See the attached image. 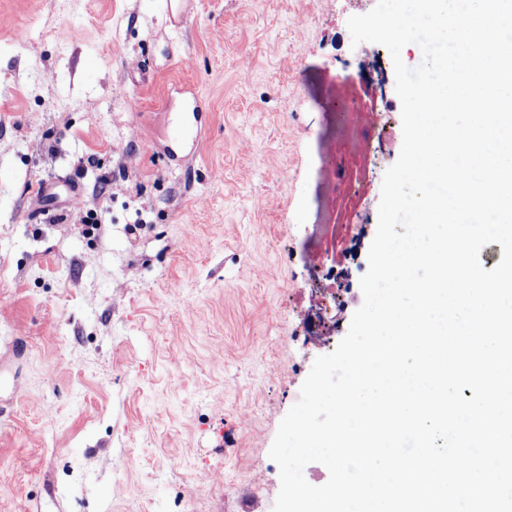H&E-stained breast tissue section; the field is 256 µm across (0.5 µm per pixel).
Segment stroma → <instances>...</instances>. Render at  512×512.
I'll return each mask as SVG.
<instances>
[{
  "mask_svg": "<svg viewBox=\"0 0 512 512\" xmlns=\"http://www.w3.org/2000/svg\"><path fill=\"white\" fill-rule=\"evenodd\" d=\"M376 4L186 0L175 28L164 0H0V512H272L402 147L391 55L347 26ZM339 101L382 154L343 151Z\"/></svg>",
  "mask_w": 512,
  "mask_h": 512,
  "instance_id": "stroma-1",
  "label": "stroma"
}]
</instances>
